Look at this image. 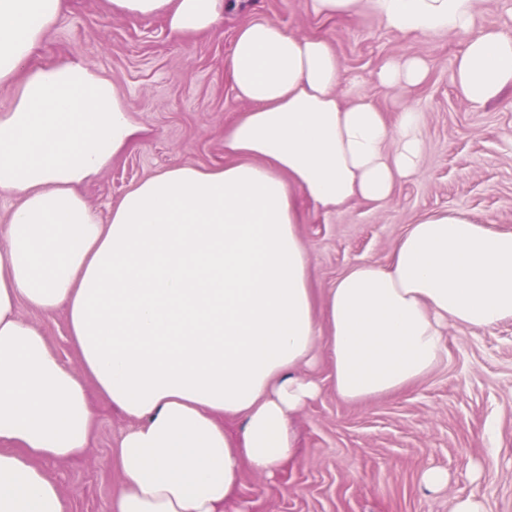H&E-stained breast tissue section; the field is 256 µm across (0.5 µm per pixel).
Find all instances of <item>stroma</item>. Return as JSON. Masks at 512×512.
<instances>
[{
  "mask_svg": "<svg viewBox=\"0 0 512 512\" xmlns=\"http://www.w3.org/2000/svg\"><path fill=\"white\" fill-rule=\"evenodd\" d=\"M257 12L292 32L327 38L388 124L407 103L422 117V171L400 182L386 204L358 198L325 211L300 199L298 231L315 300L350 267L389 263L409 224L427 214L457 209L512 231V88L500 101L473 105L452 81L463 36L400 35L367 12L325 18L306 0H242L213 34L191 41L172 37L161 20L115 15L106 0H71L39 61L76 58L106 75L141 128L128 151L82 189L100 217L167 167L223 164L224 127L242 108L224 63L237 28ZM401 55L427 58L430 72L409 92L391 93L373 75ZM312 374L322 393L295 419L299 460L271 481L244 472L240 497L250 512H451L455 498L469 495L482 498L486 512H512V320L449 328L427 375L365 404L337 395L326 353ZM93 405L98 423L89 452L50 467L66 490V512H106L117 486L107 460L126 420L101 400ZM430 466L447 471V489L422 484Z\"/></svg>",
  "mask_w": 512,
  "mask_h": 512,
  "instance_id": "obj_1",
  "label": "stroma"
}]
</instances>
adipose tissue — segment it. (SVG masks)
<instances>
[{
    "label": "adipose tissue",
    "mask_w": 512,
    "mask_h": 512,
    "mask_svg": "<svg viewBox=\"0 0 512 512\" xmlns=\"http://www.w3.org/2000/svg\"><path fill=\"white\" fill-rule=\"evenodd\" d=\"M178 38L213 31L239 0H107ZM481 0H310L323 17L371 10L389 30L466 38L453 81L468 102L512 87V34L477 28ZM69 0H0V512H65L47 466L85 453L99 398L129 421L109 465L107 512H224L244 470L296 462L293 421L321 392L302 370L325 346L341 398L363 403L425 376L452 326L512 319V232L448 209L400 237L391 262L357 264L315 304L304 196L333 210L385 204L424 161L422 120L389 125L327 39L257 17L225 73L243 102L226 162L170 166L100 219L81 186L136 139L118 87L84 62L37 60ZM428 64L388 59L375 80L419 86ZM64 312L77 367L42 327Z\"/></svg>",
    "instance_id": "ef3b65f1"
}]
</instances>
